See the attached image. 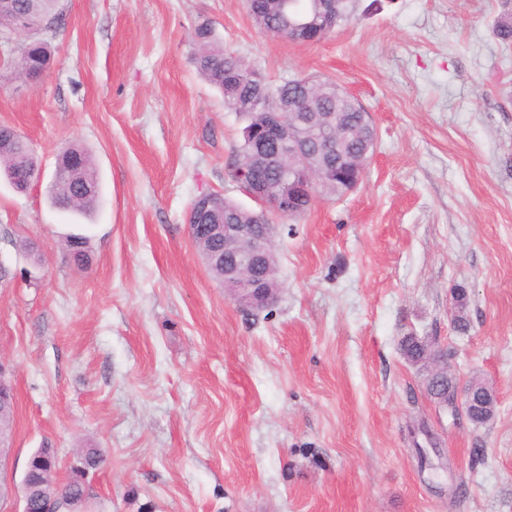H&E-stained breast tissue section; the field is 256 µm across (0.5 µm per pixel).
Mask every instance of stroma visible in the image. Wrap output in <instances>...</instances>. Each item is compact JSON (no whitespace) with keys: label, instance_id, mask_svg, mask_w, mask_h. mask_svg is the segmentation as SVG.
<instances>
[{"label":"stroma","instance_id":"obj_1","mask_svg":"<svg viewBox=\"0 0 512 512\" xmlns=\"http://www.w3.org/2000/svg\"><path fill=\"white\" fill-rule=\"evenodd\" d=\"M314 44L260 30L246 0H60L41 81L0 65V124L43 184L0 180V360L12 451L101 449L94 512H512V45L503 0H360ZM269 80L331 79L377 131L360 186L276 217L281 288L230 299L188 235L201 194L251 200L228 175L242 124L196 71L191 34ZM100 175L88 218L54 208L56 154ZM90 240L81 270L64 251ZM471 328L450 326L455 285ZM448 351L459 384L498 399L483 426L426 395L407 334ZM440 439L420 467L412 432Z\"/></svg>","mask_w":512,"mask_h":512}]
</instances>
